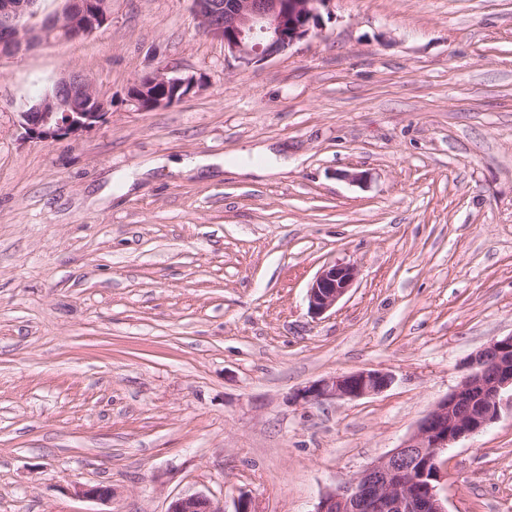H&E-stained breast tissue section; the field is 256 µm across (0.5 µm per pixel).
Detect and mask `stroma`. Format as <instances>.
Here are the masks:
<instances>
[{
  "mask_svg": "<svg viewBox=\"0 0 512 512\" xmlns=\"http://www.w3.org/2000/svg\"><path fill=\"white\" fill-rule=\"evenodd\" d=\"M320 13L249 68L192 0H112L107 28L0 61V512L242 491L313 512L512 334V0ZM156 58L201 86L135 110ZM68 66L109 114L75 140L23 138L21 104ZM334 261L358 278L312 317ZM361 369L394 382L292 400ZM440 460L448 512H512V406ZM101 482L111 501L74 493ZM357 277L358 268L354 264L334 262L323 266L307 289L310 314L319 318L328 313L353 287ZM394 378L382 370H358L336 374L299 389L295 400L306 405L321 404L326 400H358L382 393Z\"/></svg>",
  "mask_w": 512,
  "mask_h": 512,
  "instance_id": "stroma-1",
  "label": "stroma"
}]
</instances>
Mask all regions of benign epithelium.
<instances>
[{
    "mask_svg": "<svg viewBox=\"0 0 512 512\" xmlns=\"http://www.w3.org/2000/svg\"><path fill=\"white\" fill-rule=\"evenodd\" d=\"M330 0H193L200 31L224 43L245 67L261 64L309 37L320 22V7ZM38 0H0V57L14 58L43 44L84 39L105 27L112 0H59L39 18ZM192 74L164 61L151 64L130 85L128 102L138 111L163 109L199 88ZM112 100L103 97L83 73L66 69L43 93L19 111L24 137L75 139L101 123ZM358 268L334 262L323 266L307 289L310 314L328 313L353 287ZM468 373L418 422L389 454L339 486L328 489L314 512H447L441 495L440 454L458 441L495 423L504 402L512 404V335L494 339L470 355ZM382 370H358L313 382L295 394L306 405L326 400H358L391 386ZM83 498L108 501L112 485L77 486ZM234 510L217 507L205 495L174 499L167 512H260L245 493L233 498Z\"/></svg>",
    "mask_w": 512,
    "mask_h": 512,
    "instance_id": "7a95c632",
    "label": "benign epithelium"
}]
</instances>
